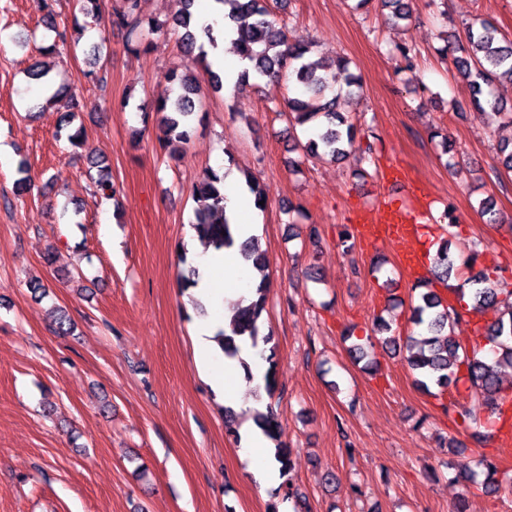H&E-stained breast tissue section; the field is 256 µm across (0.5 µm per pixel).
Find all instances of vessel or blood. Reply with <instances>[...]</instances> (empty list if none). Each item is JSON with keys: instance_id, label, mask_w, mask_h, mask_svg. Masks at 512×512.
<instances>
[{"instance_id": "vessel-or-blood-1", "label": "vessel or blood", "mask_w": 512, "mask_h": 512, "mask_svg": "<svg viewBox=\"0 0 512 512\" xmlns=\"http://www.w3.org/2000/svg\"><path fill=\"white\" fill-rule=\"evenodd\" d=\"M388 184L395 192L394 197L380 204L368 223L359 228L361 238L374 244L409 241L415 237L418 229L415 215L397 198L398 193L410 191V184L398 172L391 176Z\"/></svg>"}]
</instances>
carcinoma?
Here are the masks:
<instances>
[{
	"instance_id": "carcinoma-1",
	"label": "carcinoma",
	"mask_w": 512,
	"mask_h": 512,
	"mask_svg": "<svg viewBox=\"0 0 512 512\" xmlns=\"http://www.w3.org/2000/svg\"><path fill=\"white\" fill-rule=\"evenodd\" d=\"M54 0H40L45 12L46 24L55 34L52 44L41 48L47 54L69 40L68 29L58 28L53 21ZM181 9L169 22L160 23L147 18L141 11V0H122L119 9L111 16L112 27L126 34V45L140 47L144 31L157 33L167 25L182 30L181 49L184 60L180 67L171 70L170 82L175 85L172 93L155 100L157 115L156 134L158 141L178 157L193 133L196 98L200 92L202 78H207L215 91L222 90L221 77L211 69L207 61L205 44L216 46L213 28L201 26L193 10L194 0H179ZM229 7L224 19L236 27L234 41L238 56L246 61L240 72L235 88L241 89L251 82L273 78L295 84L299 93L284 99V111L292 115L299 126H308L315 131L304 145L307 154L317 158L344 160L352 150L357 134L356 125L342 112V105L352 99L353 88L360 87L359 78L350 72V61L337 55L328 64L308 60L313 51L310 41H296L288 38L286 23L276 18L271 4L282 0H215ZM382 9L388 11L394 23L411 16L409 0H378ZM461 55L455 57L459 75L469 80L473 92V105L484 112L482 99L492 97L493 86L508 80L512 83V41L500 38L497 26L483 20L478 27H469L466 44L458 47ZM192 196L198 203L194 210L193 229L198 236L222 250L234 245V225L224 216V174L211 169L193 185ZM239 254L244 261L263 272L267 256L259 239L251 237L239 244ZM478 253L460 263L456 262L448 248V239H440L439 248L433 258L434 277L439 281L464 279L470 286L473 306L494 307L499 294L504 290L505 281L493 279L485 272L465 276L473 270ZM268 293L267 275L263 274L256 285L255 297L246 306H237L231 318V331L219 330L213 341L223 355L235 358L239 354L238 340L247 336L252 341L265 344L272 342V336L260 335V321L266 312ZM470 309L445 303L435 291L426 288L419 292L411 305L410 322L417 332L406 337L404 346L408 352L407 362L415 373L416 383L424 390L436 387L445 391L463 383L475 394V403L465 412L473 424L486 430L483 438L490 440L498 436L504 412L502 405L503 382L501 368H512V306L507 315H502L485 327L483 339L487 347L475 344L469 352H460L461 346L454 336L443 335L445 329L465 320ZM269 367L265 375L264 389L271 395L277 388L274 368L275 347L269 348ZM264 434L275 443V456L281 464L282 475H288L292 464V449L280 440L281 425L276 416H265L258 422ZM485 475L483 487L496 490L498 466L490 458L480 461Z\"/></svg>"
}]
</instances>
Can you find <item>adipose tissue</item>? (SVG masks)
I'll return each mask as SVG.
<instances>
[{
  "label": "adipose tissue",
  "instance_id": "obj_1",
  "mask_svg": "<svg viewBox=\"0 0 512 512\" xmlns=\"http://www.w3.org/2000/svg\"><path fill=\"white\" fill-rule=\"evenodd\" d=\"M199 24L212 26L218 37L215 48L208 55L215 68L224 73L225 86H234L243 64L238 56L229 54L235 33L224 23V8L216 0H210L206 10L198 15ZM218 167L224 168V211L236 226L237 238L244 239L255 233V226L245 220V213L253 208V200L244 191V179L237 169L227 168L225 160H218ZM190 247L200 266V278L190 294L203 303L214 306L213 319L198 323L194 328L197 362L209 375L216 392L222 395L225 405L245 414L265 411V402L245 399L244 392L236 381L242 376L240 361H247L252 370L253 382L263 385L267 364L263 358V344L252 343L250 339L239 341V359L218 357L213 348L212 338L221 329L228 328L231 315L229 301L249 303L253 297L252 285L260 275L243 261L237 249L218 253L205 248L199 240H192ZM237 453L240 459L249 461L252 472L261 490L278 487L282 481L280 465L274 456V446L253 423H244Z\"/></svg>",
  "mask_w": 512,
  "mask_h": 512
}]
</instances>
